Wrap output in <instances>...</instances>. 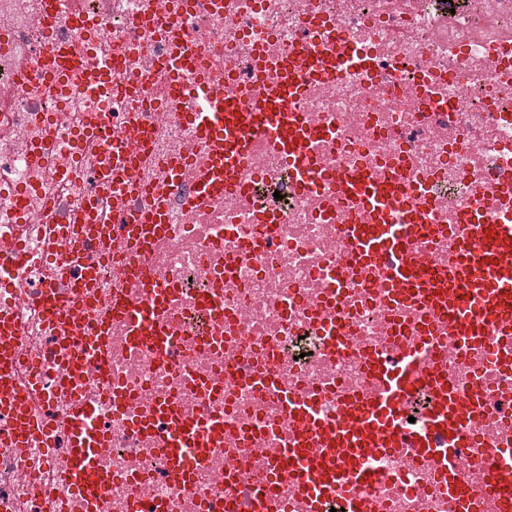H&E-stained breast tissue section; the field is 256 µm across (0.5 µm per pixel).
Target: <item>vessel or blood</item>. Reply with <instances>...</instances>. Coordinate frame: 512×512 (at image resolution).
Masks as SVG:
<instances>
[{"label":"vessel or blood","mask_w":512,"mask_h":512,"mask_svg":"<svg viewBox=\"0 0 512 512\" xmlns=\"http://www.w3.org/2000/svg\"><path fill=\"white\" fill-rule=\"evenodd\" d=\"M50 70L60 73L73 63L82 61L84 53L78 44L52 47L48 52ZM317 60L307 54L292 52L276 67L278 77L259 89L249 92L230 86L216 93L208 77L185 82L184 72L191 67L188 58L174 61L168 93L174 98L191 95L194 106L182 113V120L192 126L199 142L210 154L212 172L204 177L206 190L223 191L235 184L237 171L245 162L251 139L258 130H265L288 153L294 164L297 181L312 185L315 169L305 151L310 132L294 109L306 78L317 68ZM354 203L364 212L366 220L348 227L355 254L368 275L385 280L400 296L421 300L448 328V336L459 345L484 347L489 361L503 359L505 349L512 347V223L486 225L477 214H470L458 225L457 253L445 268L432 269L423 264L407 248L409 236L433 234L431 224H385L379 218L387 200L398 190L389 184L374 183L358 176L351 180ZM162 203H155L139 219L129 220L127 208H117L113 221L123 225V234L136 246H146L166 227ZM97 272L94 266L81 267L72 276L69 293H60L44 286L40 302L54 325H67L74 319L73 300L80 290L92 287ZM495 343H488V336ZM19 338L13 328L0 323V413L9 417L14 431V448H26L34 435H42L46 446H53L52 429L45 416L29 405L33 392L40 389L39 371H30L25 380H18ZM99 345L83 338L70 350L71 368L64 380L70 392H77L87 361L97 359ZM415 359L414 349H406L397 361L370 358L367 371L379 386L372 400L352 399L346 402L340 420L326 421L318 416L311 397L299 394L285 396L289 411L303 425L297 441L285 449L282 473L289 478L309 512H323L332 499H344L348 512H363L356 488L369 475V463L378 453H394L405 440L398 409L400 394L411 384L409 366ZM430 377L440 399L434 407L425 430L412 440L418 455L433 457L443 472L449 473V495L457 503V512H474L476 496L462 481L454 478L455 459L459 449L467 447V426L478 404L459 397L442 370H433ZM167 422L168 431L161 440L167 448L173 471H181L195 460H203L208 436L224 429L222 421H211L205 432L188 429L162 407L144 425L154 430L158 422ZM92 418L81 404H74L71 413V446L57 467L62 479L73 492H82L78 481L81 473L95 466L96 449L88 447L86 438ZM495 493L505 512H512V447L495 451Z\"/></svg>","instance_id":"obj_1"}]
</instances>
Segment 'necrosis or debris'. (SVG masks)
Here are the masks:
<instances>
[{"label":"necrosis or debris","mask_w":512,"mask_h":512,"mask_svg":"<svg viewBox=\"0 0 512 512\" xmlns=\"http://www.w3.org/2000/svg\"><path fill=\"white\" fill-rule=\"evenodd\" d=\"M142 13L158 33L135 26ZM165 24L180 29L219 91L225 75L254 81L260 57L302 44L323 63L353 55L360 66L334 80L313 74L296 103L315 133L314 185L300 187L287 154L256 134L235 188L200 205L197 179L185 172L165 200L166 233L141 251L113 244L111 264L79 303L78 330H105L109 341L104 365L88 364L79 388L109 437L97 461L112 477L105 512H224L228 499L237 512H261L255 487L300 428L283 393L312 396L335 420L348 399L372 393L367 359L419 336L428 312L394 303L387 284L359 271L343 232L358 215L341 198V179L364 172L396 181L401 198L389 220L407 223L410 198L426 223L442 225L410 243L441 267L455 258L453 229L466 214L498 223L512 206V0H66L50 18L43 0H0V318L21 339L19 378L32 363L43 375L31 403L56 436L54 455L16 453L0 416V512H94V501L61 485L53 462L69 449L70 400L55 388L61 346L38 292L66 258V235L85 222L88 200L100 212L119 202L96 193L97 172L112 164L109 144L139 150L159 181L167 161L200 149L192 128L161 105ZM75 41L88 50L85 65L58 83L35 76L49 45ZM107 58L131 62L136 89L94 84L95 64ZM140 264L169 289L173 336L164 350L134 339L130 319L112 309L120 295L151 308L148 288L131 285ZM342 269L350 277L340 290ZM332 322L343 348L330 345ZM438 367L482 403L471 424L478 444L462 449L458 466L482 489L493 450L512 446V366L433 337L400 404L408 433L427 425L437 391L426 377ZM163 402L199 424L224 422L223 446L190 465L184 483L135 423ZM373 469L359 489L368 512H455L437 463L412 447L374 459Z\"/></svg>","instance_id":"necrosis-or-debris-1"}]
</instances>
